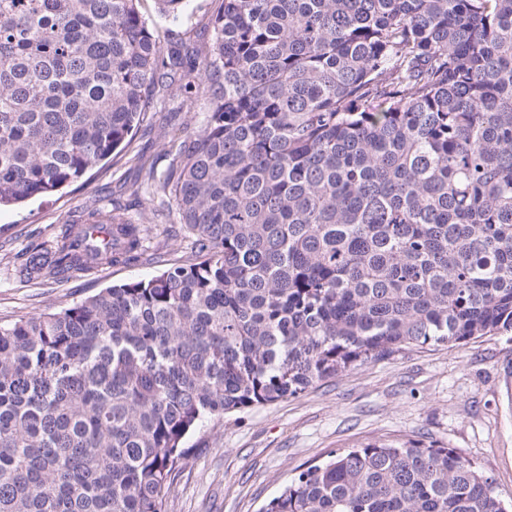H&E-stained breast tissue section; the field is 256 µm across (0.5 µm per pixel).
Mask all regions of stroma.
<instances>
[{"label": "stroma", "mask_w": 512, "mask_h": 512, "mask_svg": "<svg viewBox=\"0 0 512 512\" xmlns=\"http://www.w3.org/2000/svg\"><path fill=\"white\" fill-rule=\"evenodd\" d=\"M221 0H187L178 18L160 15L155 0L140 10L157 34L184 38L209 32ZM202 108L160 113L152 133H137L133 150L170 163L164 134L198 126ZM125 153L112 155L80 181L47 196L0 209V321L50 312L113 284L147 280L158 264L116 265L58 284L18 278L22 250L54 228L79 221L93 206L142 210L141 183ZM412 441L453 449L490 476L501 500L512 501V333L448 348L428 346L351 368L306 392L226 413L191 431L184 465L167 499V512H259L300 471L350 448Z\"/></svg>", "instance_id": "1"}]
</instances>
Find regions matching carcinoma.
Segmentation results:
<instances>
[{"instance_id": "obj_1", "label": "carcinoma", "mask_w": 512, "mask_h": 512, "mask_svg": "<svg viewBox=\"0 0 512 512\" xmlns=\"http://www.w3.org/2000/svg\"><path fill=\"white\" fill-rule=\"evenodd\" d=\"M140 0H0V206L81 179L149 113L146 206L26 251L59 283L136 262L174 203L188 256L0 322V512H165L184 438L415 347L512 331V0H221L161 40ZM262 512H508L448 448L369 444Z\"/></svg>"}]
</instances>
